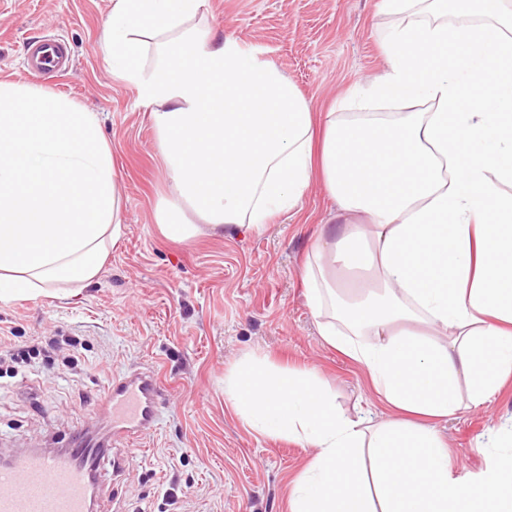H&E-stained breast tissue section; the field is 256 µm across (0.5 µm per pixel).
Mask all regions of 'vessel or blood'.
<instances>
[{
	"mask_svg": "<svg viewBox=\"0 0 512 512\" xmlns=\"http://www.w3.org/2000/svg\"><path fill=\"white\" fill-rule=\"evenodd\" d=\"M30 70L64 77L72 54L62 40L30 41L26 48ZM160 382L152 370L113 378L106 389L102 435L81 430L67 448L32 449L17 462L0 466V512H93L94 496L84 469L105 449L131 446L155 424Z\"/></svg>",
	"mask_w": 512,
	"mask_h": 512,
	"instance_id": "1",
	"label": "vessel or blood"
}]
</instances>
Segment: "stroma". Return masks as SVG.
Here are the masks:
<instances>
[{
  "label": "stroma",
  "mask_w": 512,
  "mask_h": 512,
  "mask_svg": "<svg viewBox=\"0 0 512 512\" xmlns=\"http://www.w3.org/2000/svg\"><path fill=\"white\" fill-rule=\"evenodd\" d=\"M375 0H208L216 36L272 60L314 111L380 75L377 37L388 27ZM110 0H0V80L36 82L98 113L120 177L123 231L95 282L74 296L39 294L0 303V339L16 347L75 336L78 365L36 362L0 378V452L60 447L90 426L112 376L152 365L164 391L138 449L108 450L97 512H289V485L314 454L254 434L224 398V376L248 355L283 368H316L337 406L355 413L371 398L364 370L321 338L307 305L302 266L333 207L312 184L301 211L273 215L262 233L232 227L188 244L164 239L154 208L168 186L156 134L137 91L112 76L96 48ZM62 36L75 65L63 78H31L25 45ZM512 420V379L479 408L439 429L464 472L486 468L492 430Z\"/></svg>",
  "instance_id": "35a3bbf8"
}]
</instances>
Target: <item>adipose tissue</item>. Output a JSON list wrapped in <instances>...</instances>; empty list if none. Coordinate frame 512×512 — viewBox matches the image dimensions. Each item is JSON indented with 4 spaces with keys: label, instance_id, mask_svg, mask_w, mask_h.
I'll list each match as a JSON object with an SVG mask.
<instances>
[{
    "label": "adipose tissue",
    "instance_id": "1",
    "mask_svg": "<svg viewBox=\"0 0 512 512\" xmlns=\"http://www.w3.org/2000/svg\"><path fill=\"white\" fill-rule=\"evenodd\" d=\"M206 2L110 0L99 38L155 128L169 193L154 221L175 242L259 232L321 178L336 208L306 299L396 412L339 411L312 370L233 368L224 395L252 432L316 450L289 512H512V451L459 473L438 431L512 377V10L376 0L394 20L385 71L351 90V111L316 112L277 64L201 25ZM122 224L97 113L1 80L0 303L90 286Z\"/></svg>",
    "mask_w": 512,
    "mask_h": 512
}]
</instances>
